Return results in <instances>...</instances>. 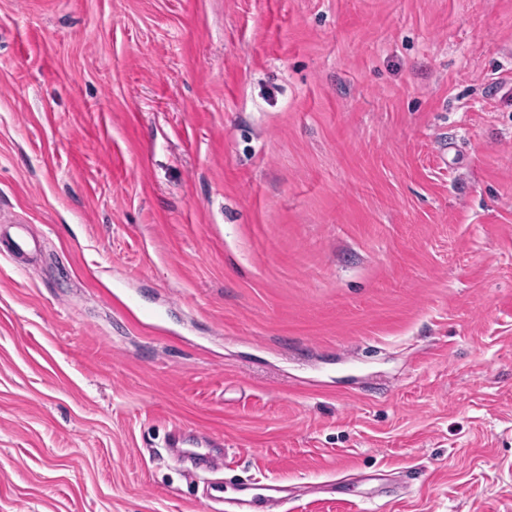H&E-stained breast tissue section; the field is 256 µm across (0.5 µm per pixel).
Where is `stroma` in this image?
I'll return each mask as SVG.
<instances>
[{"label":"stroma","mask_w":512,"mask_h":512,"mask_svg":"<svg viewBox=\"0 0 512 512\" xmlns=\"http://www.w3.org/2000/svg\"><path fill=\"white\" fill-rule=\"evenodd\" d=\"M20 231L0 512H512V0H0ZM260 481H249L238 487L239 501L242 504L257 501L261 504V512H284L288 497L284 495L283 487L277 484H260Z\"/></svg>","instance_id":"35a3bbf8"}]
</instances>
